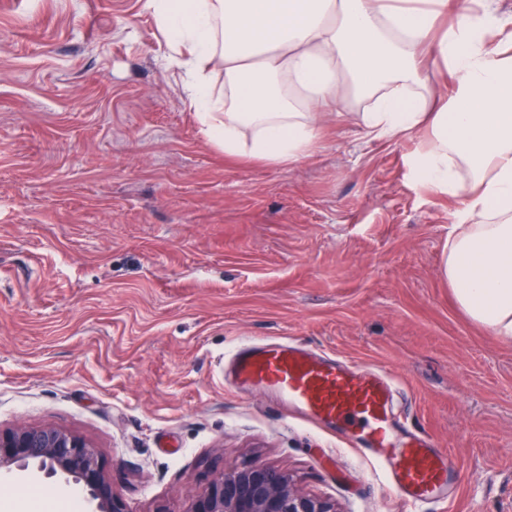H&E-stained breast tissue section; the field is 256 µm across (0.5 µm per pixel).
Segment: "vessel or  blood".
Masks as SVG:
<instances>
[{"mask_svg":"<svg viewBox=\"0 0 512 512\" xmlns=\"http://www.w3.org/2000/svg\"><path fill=\"white\" fill-rule=\"evenodd\" d=\"M238 381L273 392L295 411L345 438L386 467L391 486L409 504L440 501L458 471L431 450L425 435L407 433L392 413L394 388L379 371L350 365L291 343L243 345L233 357Z\"/></svg>","mask_w":512,"mask_h":512,"instance_id":"obj_1","label":"vessel or blood"}]
</instances>
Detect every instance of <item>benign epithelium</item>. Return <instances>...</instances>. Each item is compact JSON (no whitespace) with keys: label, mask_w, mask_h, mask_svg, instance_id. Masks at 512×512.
Returning a JSON list of instances; mask_svg holds the SVG:
<instances>
[{"label":"benign epithelium","mask_w":512,"mask_h":512,"mask_svg":"<svg viewBox=\"0 0 512 512\" xmlns=\"http://www.w3.org/2000/svg\"><path fill=\"white\" fill-rule=\"evenodd\" d=\"M60 476L82 486L94 512H130L115 494L99 454L83 437L51 425L0 431V474ZM183 512H339L336 503L299 490L289 474L250 462L217 472Z\"/></svg>","instance_id":"1"}]
</instances>
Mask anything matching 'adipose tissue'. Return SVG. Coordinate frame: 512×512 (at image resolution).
Returning <instances> with one entry per match:
<instances>
[{
    "label": "adipose tissue",
    "instance_id": "1",
    "mask_svg": "<svg viewBox=\"0 0 512 512\" xmlns=\"http://www.w3.org/2000/svg\"><path fill=\"white\" fill-rule=\"evenodd\" d=\"M173 39L201 131L228 157L295 165L351 93L382 139L430 128L423 178L461 200L444 272L474 324L512 342V16L492 7L437 32L458 0H147ZM448 69V99L418 91L425 49ZM224 69V100L206 84Z\"/></svg>",
    "mask_w": 512,
    "mask_h": 512
}]
</instances>
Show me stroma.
I'll list each match as a JSON object with an SVG mask.
<instances>
[{
  "instance_id": "1",
  "label": "stroma",
  "mask_w": 512,
  "mask_h": 512,
  "mask_svg": "<svg viewBox=\"0 0 512 512\" xmlns=\"http://www.w3.org/2000/svg\"><path fill=\"white\" fill-rule=\"evenodd\" d=\"M171 56L145 0H0V429L84 437L130 512H184L247 459L340 512H408L383 466L229 375L291 339L386 369L461 468L415 512H512V342L448 286L431 130L369 139L354 99L300 164L231 160ZM68 488L0 476L20 512Z\"/></svg>"
}]
</instances>
